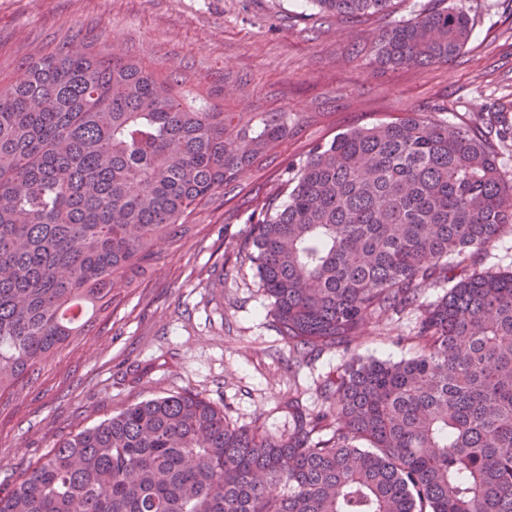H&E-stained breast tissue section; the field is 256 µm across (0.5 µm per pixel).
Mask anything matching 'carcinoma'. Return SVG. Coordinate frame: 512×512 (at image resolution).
<instances>
[{"label": "carcinoma", "mask_w": 512, "mask_h": 512, "mask_svg": "<svg viewBox=\"0 0 512 512\" xmlns=\"http://www.w3.org/2000/svg\"><path fill=\"white\" fill-rule=\"evenodd\" d=\"M338 18L392 0H314ZM457 6L383 32L381 67L444 64ZM117 50L65 46L0 86V392L84 334L201 204L288 143L286 112H226ZM490 109L496 136L512 125ZM236 253L294 369L352 351L367 321L418 313L414 355H352L288 428L236 426L191 392L129 405L58 441L0 512H512V271L456 259L512 234V185L472 128L410 113L290 163ZM448 286L425 305L429 288ZM271 485L282 487L273 495Z\"/></svg>", "instance_id": "1"}]
</instances>
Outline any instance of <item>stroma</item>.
Wrapping results in <instances>:
<instances>
[{
  "instance_id": "obj_1",
  "label": "stroma",
  "mask_w": 512,
  "mask_h": 512,
  "mask_svg": "<svg viewBox=\"0 0 512 512\" xmlns=\"http://www.w3.org/2000/svg\"><path fill=\"white\" fill-rule=\"evenodd\" d=\"M474 19L452 61L381 69L380 34L435 0H392L389 11L349 22L311 0H0V81L66 41L151 64L190 85L219 87L228 112H285L295 135L246 173L238 191L199 208L179 246L158 243L146 275L114 292L111 308L34 379L0 397V495L62 437L128 405L193 392L235 424L284 429L276 406L288 392L305 404L347 354L333 349L292 371L271 325L269 301L235 253L264 200L281 198L283 172L312 144L346 130L420 112L483 126L493 106L512 120V0H454ZM416 317L367 324L357 354L412 356Z\"/></svg>"
}]
</instances>
